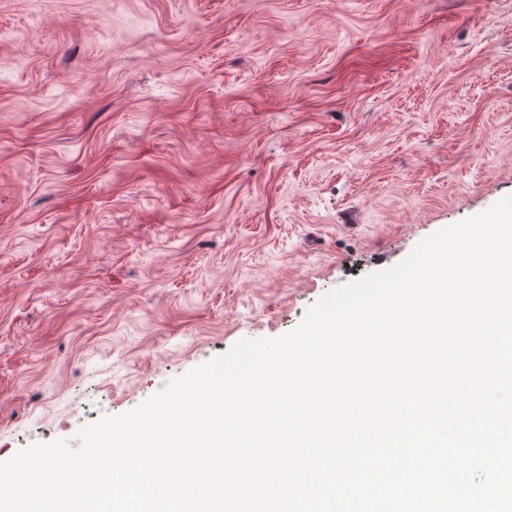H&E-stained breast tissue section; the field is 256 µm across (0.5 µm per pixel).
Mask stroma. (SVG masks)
Wrapping results in <instances>:
<instances>
[{
    "instance_id": "stroma-1",
    "label": "stroma",
    "mask_w": 512,
    "mask_h": 512,
    "mask_svg": "<svg viewBox=\"0 0 512 512\" xmlns=\"http://www.w3.org/2000/svg\"><path fill=\"white\" fill-rule=\"evenodd\" d=\"M512 195V0H0V462Z\"/></svg>"
}]
</instances>
